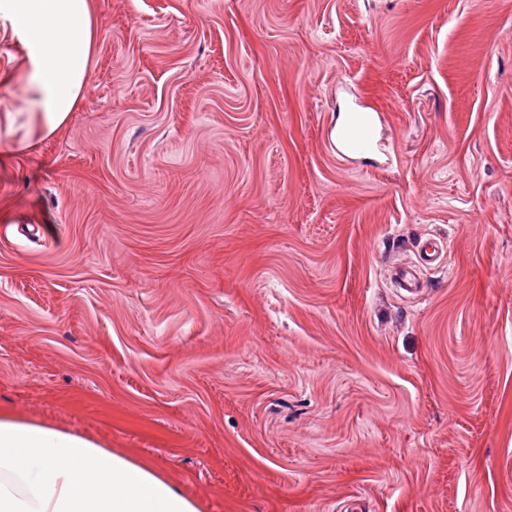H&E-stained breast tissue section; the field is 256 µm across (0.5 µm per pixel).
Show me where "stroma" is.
Returning a JSON list of instances; mask_svg holds the SVG:
<instances>
[{
	"label": "stroma",
	"instance_id": "stroma-1",
	"mask_svg": "<svg viewBox=\"0 0 512 512\" xmlns=\"http://www.w3.org/2000/svg\"><path fill=\"white\" fill-rule=\"evenodd\" d=\"M99 4L63 131L0 127V414L200 512H512V0ZM347 113L344 126L336 134V154L342 158L371 160L376 149L375 112L357 106Z\"/></svg>",
	"mask_w": 512,
	"mask_h": 512
}]
</instances>
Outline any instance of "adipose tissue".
I'll use <instances>...</instances> for the list:
<instances>
[{"mask_svg": "<svg viewBox=\"0 0 512 512\" xmlns=\"http://www.w3.org/2000/svg\"><path fill=\"white\" fill-rule=\"evenodd\" d=\"M96 0H0L19 50L0 85L19 93L0 125L14 150L54 137L82 102L98 46ZM0 512H199L156 469L52 427L0 416Z\"/></svg>", "mask_w": 512, "mask_h": 512, "instance_id": "ef3b65f1", "label": "adipose tissue"}]
</instances>
